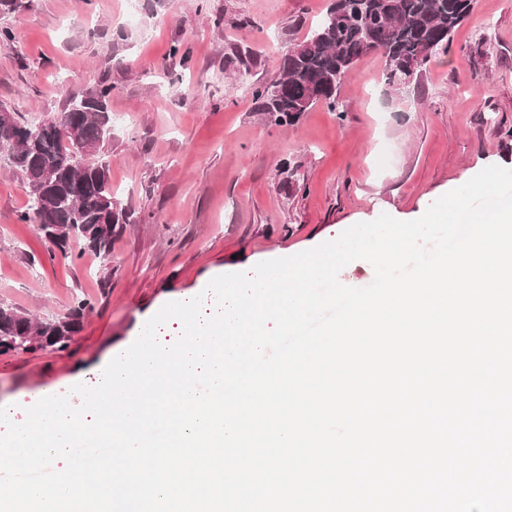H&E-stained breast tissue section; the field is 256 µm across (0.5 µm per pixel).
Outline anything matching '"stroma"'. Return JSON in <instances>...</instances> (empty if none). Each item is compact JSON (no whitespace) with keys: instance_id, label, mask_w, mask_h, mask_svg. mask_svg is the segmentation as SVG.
Masks as SVG:
<instances>
[{"instance_id":"obj_1","label":"stroma","mask_w":512,"mask_h":512,"mask_svg":"<svg viewBox=\"0 0 512 512\" xmlns=\"http://www.w3.org/2000/svg\"><path fill=\"white\" fill-rule=\"evenodd\" d=\"M331 0H33L0 17V103L36 124L68 93L112 88L103 149L134 215L110 263L63 257L21 223L23 180L0 156V303L49 318L96 308L68 350L0 355V405L16 419L42 390L66 393L146 319L242 264L292 256L381 214L422 216L463 174L512 169V0H477L448 50L394 90L374 54L344 79L340 109L266 124L252 96ZM223 18L215 29L214 18ZM176 44L189 57L174 56ZM300 178L288 180V167Z\"/></svg>"}]
</instances>
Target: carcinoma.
I'll use <instances>...</instances> for the list:
<instances>
[{
	"label": "carcinoma",
	"mask_w": 512,
	"mask_h": 512,
	"mask_svg": "<svg viewBox=\"0 0 512 512\" xmlns=\"http://www.w3.org/2000/svg\"><path fill=\"white\" fill-rule=\"evenodd\" d=\"M476 0H332L314 30L282 56L269 84L252 95L263 120L294 124L314 105L336 109L343 80L365 56L385 59V83L400 88L417 80ZM112 87L99 84L69 97L61 112L34 125L0 104V154L23 179L29 197L19 220L67 256L71 238L103 262L130 223L128 209L112 194L109 165L101 159L110 135ZM96 301L76 297L66 312L37 321L0 305V353L67 349L95 310Z\"/></svg>",
	"instance_id": "1"
}]
</instances>
